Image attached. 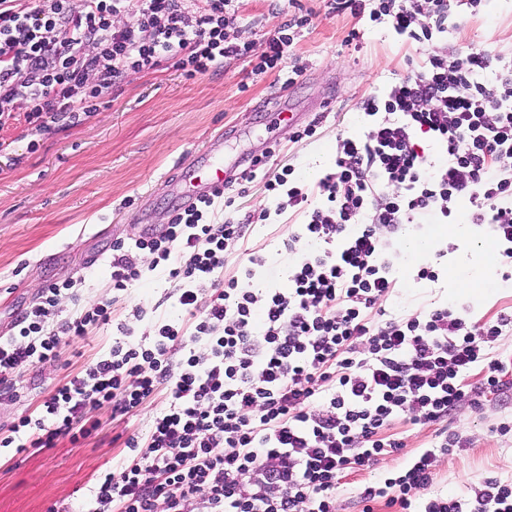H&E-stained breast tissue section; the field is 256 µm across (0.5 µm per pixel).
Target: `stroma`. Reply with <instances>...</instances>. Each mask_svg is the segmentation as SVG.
<instances>
[{
    "mask_svg": "<svg viewBox=\"0 0 512 512\" xmlns=\"http://www.w3.org/2000/svg\"><path fill=\"white\" fill-rule=\"evenodd\" d=\"M299 3L311 22L299 30L278 68L253 72L278 23L272 9L289 11L288 0H242L234 35L251 44V57L194 79L185 78L172 60H161L155 69L125 78L82 124L50 135L35 150L28 138H18L12 153L0 155V336L12 334L19 315L36 305L49 284H73L55 309L56 323L105 297L113 241L157 234L168 224L175 203L162 181L178 159L213 144L229 168L237 157H259L271 148L268 168L276 172L291 165L294 183L313 184L333 166L337 137L368 125L363 100L406 77L428 52L398 35L388 20L332 14L325 0ZM354 28L363 35L358 49L346 43ZM443 41L461 55L480 48L512 61V0H484L477 15H451ZM296 65L303 68L298 77L292 74ZM282 100L295 107L297 120L274 113ZM309 125L315 135L298 139V131ZM272 204L263 177L249 183L234 179L216 199L215 216L236 220ZM302 221V215L288 211L254 226L248 245L267 259L259 279L281 287L282 268L297 259L286 242ZM404 233L426 238L431 251L422 259L402 253L398 286L381 303L387 313L403 318L444 300L464 308L474 322L512 311L507 276L512 269L497 261L483 269L476 263L480 248L495 243L490 225L466 226L449 236L439 224H412ZM151 260L142 253L143 277L116 303L117 315L139 305L148 316L176 319L169 299L175 284L163 269H150ZM424 260L443 270L455 268L459 282L444 277L432 286L414 283L410 272ZM115 334L112 326H102L70 340L57 360L20 367L13 397L0 398V430L38 411L59 382L107 351ZM491 354L501 362L500 378L508 388L487 390L479 407L466 405L449 417L448 430L463 445L438 455L428 495L469 496L488 478L512 483V431L498 432L500 424L512 427V329L503 332ZM155 412L147 406L124 424L114 422L105 407L96 413L97 434L75 444L63 437L56 447L31 448L0 461V512L90 503L97 476L112 470L124 452L115 435L146 431ZM392 431L404 443L400 453L386 456L376 470L348 468L340 474L339 512H360L356 497L379 473L401 470L415 454L439 443L434 424L401 418Z\"/></svg>",
    "mask_w": 512,
    "mask_h": 512,
    "instance_id": "35a3bbf8",
    "label": "stroma"
}]
</instances>
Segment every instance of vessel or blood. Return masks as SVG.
Returning <instances> with one entry per match:
<instances>
[{"instance_id":"b4317fda","label":"vessel or blood","mask_w":512,"mask_h":512,"mask_svg":"<svg viewBox=\"0 0 512 512\" xmlns=\"http://www.w3.org/2000/svg\"><path fill=\"white\" fill-rule=\"evenodd\" d=\"M179 175L170 186L177 201L210 196L224 188L223 157L201 152L182 159Z\"/></svg>"}]
</instances>
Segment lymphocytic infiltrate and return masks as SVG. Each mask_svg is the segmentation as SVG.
<instances>
[{
  "mask_svg": "<svg viewBox=\"0 0 512 512\" xmlns=\"http://www.w3.org/2000/svg\"><path fill=\"white\" fill-rule=\"evenodd\" d=\"M333 13L388 19L431 50L416 71L363 110L372 127L337 139L331 171L313 189L290 183L291 166L265 182L274 208L245 222L212 219L213 198L175 211L165 230L112 245L113 292L143 275L140 253L177 280L183 316L157 322L133 308L109 351L57 385L39 418L21 416L1 448H51L88 438L111 405L127 422L163 401L147 433L129 435L119 477L104 473L88 512H337L336 484L400 452L386 437L398 418L447 421L498 387L490 350L512 314L471 322L436 304L386 318L380 300L397 284L384 235L410 224H445L468 200V220L491 225L512 263V64L492 67L482 49L457 57L440 39L447 0H328ZM239 0H0V133L24 122L31 148L86 121L128 75L173 56L193 79L249 56L229 30ZM307 16L292 13L266 42L253 71L282 64ZM303 213L288 238L301 256L284 288H256L263 256L245 249L247 227L287 210ZM241 250L233 275L230 255ZM69 283L52 284L0 337V396L26 363L59 356L68 338L112 322V300L59 326L48 319ZM481 369V383L464 377ZM436 454L426 449L396 474L364 487L361 504L386 499L400 512H512V484L485 480L473 495L422 497Z\"/></svg>",
  "mask_w": 512,
  "mask_h": 512,
  "instance_id": "obj_1",
  "label": "lymphocytic infiltrate"
}]
</instances>
